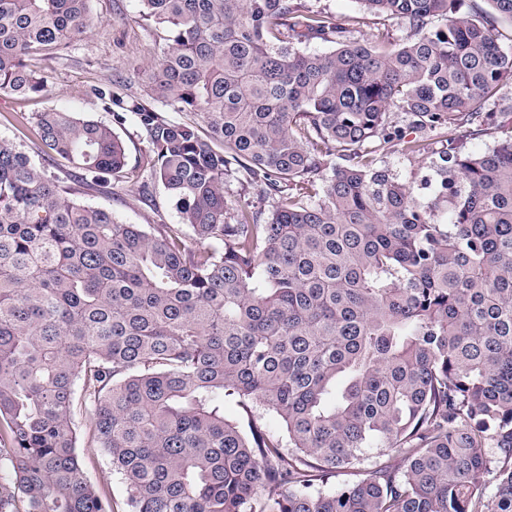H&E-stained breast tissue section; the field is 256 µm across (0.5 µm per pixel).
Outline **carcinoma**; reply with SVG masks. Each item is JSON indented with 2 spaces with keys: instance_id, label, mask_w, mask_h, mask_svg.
Segmentation results:
<instances>
[{
  "instance_id": "1",
  "label": "carcinoma",
  "mask_w": 512,
  "mask_h": 512,
  "mask_svg": "<svg viewBox=\"0 0 512 512\" xmlns=\"http://www.w3.org/2000/svg\"><path fill=\"white\" fill-rule=\"evenodd\" d=\"M89 2L0 0V96H46L36 57L90 34ZM139 2L163 41L146 92L95 88L110 125L35 124L82 184L117 186L115 127L135 121L181 223L85 206L0 139V512H114L80 462V404L127 512H512V130L461 140L512 114V0H359L408 30L373 45L300 0ZM428 137L422 202L377 152ZM233 181L271 210L232 203ZM370 450L398 463L365 469ZM503 120L499 112H497L489 121L483 123L482 131L479 135L468 136L467 148L473 151H481L493 146L503 136L501 133L503 130L502 125L508 126L502 123Z\"/></svg>"
}]
</instances>
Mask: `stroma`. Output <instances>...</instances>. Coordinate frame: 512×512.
<instances>
[{
    "mask_svg": "<svg viewBox=\"0 0 512 512\" xmlns=\"http://www.w3.org/2000/svg\"><path fill=\"white\" fill-rule=\"evenodd\" d=\"M139 0H90V14L95 26L87 38L74 44L67 53L48 54L36 61L48 76L49 100L0 98V138L14 142L37 165L49 174H59L60 162L39 155L37 138L29 118L32 113L51 104L101 121L111 122L94 88L117 79L130 81L132 92H142L141 83L131 82L130 61L148 65L157 50L155 38L140 17ZM127 152L129 180L117 186L83 188L79 200L92 207L111 209L113 215L126 224L151 227L157 224H176L180 215L167 197L162 185L145 186L146 175L141 161L149 147L137 132L134 122L118 127ZM432 152L404 156L385 150L380 156L382 165L405 180L419 183L434 180L431 168ZM89 414L77 415L80 460L88 478L111 498L115 512H125L127 490L125 483L112 472L110 458L91 445Z\"/></svg>",
    "mask_w": 512,
    "mask_h": 512,
    "instance_id": "1",
    "label": "stroma"
}]
</instances>
